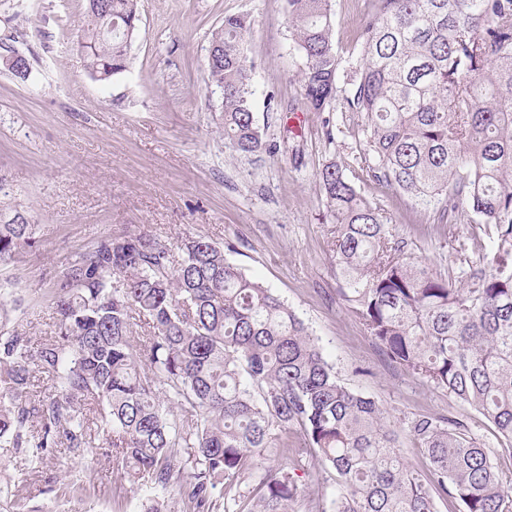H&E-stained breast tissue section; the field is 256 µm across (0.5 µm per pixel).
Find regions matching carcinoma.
<instances>
[{
    "label": "carcinoma",
    "mask_w": 512,
    "mask_h": 512,
    "mask_svg": "<svg viewBox=\"0 0 512 512\" xmlns=\"http://www.w3.org/2000/svg\"><path fill=\"white\" fill-rule=\"evenodd\" d=\"M288 8L301 95L322 112L342 63L332 0ZM137 22V0H88L78 45L91 74L126 70ZM250 25L227 16L210 41L224 147L240 155L266 148ZM357 40L363 64L345 101L368 149L353 165L435 224L484 226L493 256L488 270H461L457 286L392 241L383 209L330 162L317 176L341 294L391 362L482 414L512 454V0H372ZM35 234L26 220L0 224V267ZM51 294L56 332L34 345L9 329L0 287V447L21 449L31 466L62 446L77 456L107 446L132 485L165 488L187 474L180 496L195 512H293L288 471L253 470L264 449L286 456L293 443L336 473L335 512H438L450 497L465 512H512V477L463 421H409L425 458L410 464L384 405L341 384L294 311L210 241L105 236ZM35 369L50 381L43 395L31 390ZM254 477L258 495H241Z\"/></svg>",
    "instance_id": "obj_1"
}]
</instances>
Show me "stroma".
Here are the masks:
<instances>
[{"label":"stroma","instance_id":"obj_1","mask_svg":"<svg viewBox=\"0 0 512 512\" xmlns=\"http://www.w3.org/2000/svg\"><path fill=\"white\" fill-rule=\"evenodd\" d=\"M87 0H0V44L31 67L27 78L0 68V222L21 214L37 226L36 247L0 269L33 342L54 335L47 292L59 272L98 238L151 231L166 241L204 238L259 279L319 338L351 390L375 398L396 427L415 416H455L512 472L492 425L446 390L392 363L340 295L317 173L336 161L393 221L395 241L434 271L457 275L461 259L488 265L491 242L475 224L442 230L406 195L354 170L363 152L357 113L338 91L330 111L312 112L300 89L285 0H137L140 23L126 71L90 77L77 35ZM343 68L360 62L357 29L365 0H333ZM251 20L246 54L255 66V117L267 150L240 156L224 147L220 100L208 88L211 34L225 16ZM260 470L285 469L302 488L297 512H330L334 473L311 454L274 449ZM0 512H147L106 454L57 449L34 472L0 448Z\"/></svg>","mask_w":512,"mask_h":512}]
</instances>
